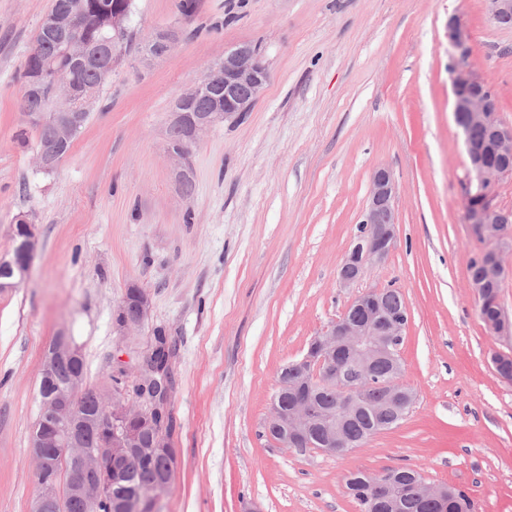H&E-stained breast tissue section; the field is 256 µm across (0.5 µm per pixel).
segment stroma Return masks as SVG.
<instances>
[{
  "instance_id": "obj_1",
  "label": "stroma",
  "mask_w": 512,
  "mask_h": 512,
  "mask_svg": "<svg viewBox=\"0 0 512 512\" xmlns=\"http://www.w3.org/2000/svg\"><path fill=\"white\" fill-rule=\"evenodd\" d=\"M134 0L140 38L181 31L163 58L125 59L53 171L20 144L25 58L51 0H0V257L25 218L30 273L0 292V512H32L30 440L43 355L71 336L88 387L132 386L155 332L176 353V453L157 512H358L347 474L410 467L465 490L473 512H512V353L478 315L469 262L489 247L467 222L470 160L452 112L449 19L471 33L512 125V25L485 0ZM261 44L270 79L251 112L191 148L192 196L168 151L175 100L227 47ZM397 185V241L355 288L338 267L377 168ZM151 298L118 323L127 287ZM396 288L409 309L401 357L416 394L394 429L342 456L300 455L264 434L278 376L355 293ZM128 288H136V291L133 295V299L131 300L128 299L127 295L124 296L121 308L123 309L124 306L128 305L129 303L133 305L134 313L132 316H129V314L132 313V309L129 306L126 307V313L128 315L125 312L122 313L124 318V328L132 330L144 324L148 319L150 315V298L148 293L136 284H132ZM122 314L119 313L118 317L121 325L123 320Z\"/></svg>"
}]
</instances>
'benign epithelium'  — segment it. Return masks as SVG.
I'll return each mask as SVG.
<instances>
[{"mask_svg": "<svg viewBox=\"0 0 512 512\" xmlns=\"http://www.w3.org/2000/svg\"><path fill=\"white\" fill-rule=\"evenodd\" d=\"M492 21L512 15V0H485ZM78 23L74 14L47 12L39 26L41 34L52 37L66 46L69 54L82 59L86 49L74 44L67 33ZM470 33L460 21H448V42L461 50L452 81L454 116L463 129L464 141L470 159L464 208L474 233L494 247L480 257L491 275L505 274L503 249L508 245L502 225L512 223V210L495 201L493 190L502 178L512 175V126L499 115V106L493 98L486 78L468 70ZM270 78L268 65L259 47L254 43H241L224 51V57L213 63L205 73L211 84L224 87V95L214 99L203 112H176L172 125L188 130L185 139L170 142V153L176 161V177L187 175L191 146L203 133L228 120L237 121L251 111L259 94ZM59 100L65 105L62 112H27L28 124L49 126L55 134V143L64 145L78 127L80 113L73 111V91L65 87L59 91ZM473 127L484 129L488 138L478 143L470 138ZM396 183L386 168L374 171L368 204L361 223L367 225L365 235L358 237L345 254L338 270V283L342 288L354 287L366 275L369 267L383 262L396 242V212L394 199ZM13 238L16 243L10 257H0V290L11 288L15 280L28 273L35 248L33 225L21 218L15 224ZM385 290L371 288L356 295L343 315L313 337L308 351L293 363L297 377L288 376V369L280 371L279 387L270 402L266 419L267 430H273L278 445L298 454L313 451L328 455H343L352 444L345 437L344 428L364 410L361 397L346 383L343 366L358 371L371 379L374 365L384 360L391 365L388 376L381 382L380 397L370 404L369 412L377 417V426L364 441L390 430L403 417L406 407L413 402V390L398 378L403 363L399 344L407 325L400 311H391L385 305ZM134 307L133 315H123L124 328L132 330L144 324L150 315L148 293L138 287L133 299H124L123 305ZM491 360L497 373L512 377L509 363L512 354L496 352ZM83 353L72 338L56 336L45 351L40 378L50 380L58 366L69 363L72 371L60 387L49 396L40 398V415L31 437V453L38 465L53 473L63 468L68 473L67 494L88 505L111 495L112 463L136 465L146 454L172 457L170 436L163 427L154 430L153 439L144 444L131 423L156 416L165 421L168 414L171 388L167 379H156L157 369L143 364L132 387V392L109 394L104 397L89 388L80 368ZM304 384L313 389L331 387L336 390V404L321 410L306 401L290 409L282 407V398ZM89 395L96 398V407L85 413L78 411ZM101 433L96 448L87 446L88 431ZM366 484L374 496L388 502L393 512H400L402 501L395 485L394 472H364ZM171 479L164 475L142 485L134 494L121 500L119 512H153L152 505L170 487ZM414 498L421 504L445 503L455 498L454 489L447 484L432 485L422 478L412 484ZM61 489L52 479L37 481L33 512H52L59 506Z\"/></svg>", "mask_w": 512, "mask_h": 512, "instance_id": "7a95c632", "label": "benign epithelium"}]
</instances>
